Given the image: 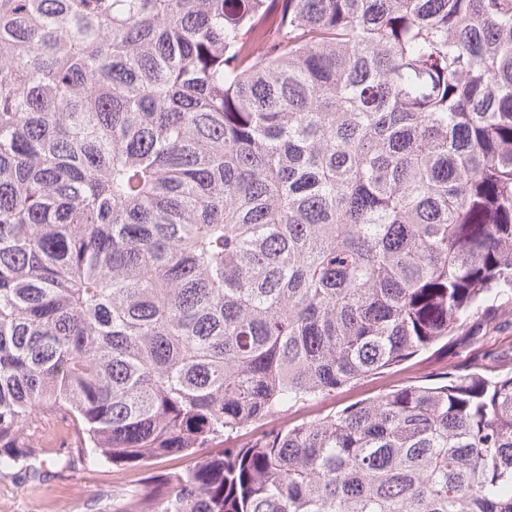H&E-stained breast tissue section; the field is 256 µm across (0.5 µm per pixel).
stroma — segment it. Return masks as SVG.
<instances>
[{
  "mask_svg": "<svg viewBox=\"0 0 512 512\" xmlns=\"http://www.w3.org/2000/svg\"><path fill=\"white\" fill-rule=\"evenodd\" d=\"M470 368L488 377L512 372V296L505 294L486 303L448 344L436 345L354 381L326 399L302 404L283 416L258 423L244 430L243 436L250 439L272 427L314 419L394 388L431 383L447 371ZM57 442V447L43 449L40 454L44 483L37 485L17 474L0 476V512H97L103 498L114 512H120L130 490L146 488L151 475L167 468L161 462L148 468H100L93 472L79 466L60 473L53 461L58 446L66 439L61 436Z\"/></svg>",
  "mask_w": 512,
  "mask_h": 512,
  "instance_id": "stroma-1",
  "label": "stroma"
}]
</instances>
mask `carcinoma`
<instances>
[{"label": "carcinoma", "mask_w": 512, "mask_h": 512, "mask_svg": "<svg viewBox=\"0 0 512 512\" xmlns=\"http://www.w3.org/2000/svg\"><path fill=\"white\" fill-rule=\"evenodd\" d=\"M512 291V0H0V471L122 512H512V373L224 441ZM66 442L65 436H59L56 446L65 448H41L39 459L44 461L46 481L40 486L20 474L0 476V512H98L104 504H112L111 512H118L129 490L146 489L152 474L183 465V460H175L149 468H100L91 472L78 464L71 471L58 473L53 461L58 453L70 450ZM62 508L67 511H60Z\"/></svg>", "instance_id": "obj_1"}]
</instances>
